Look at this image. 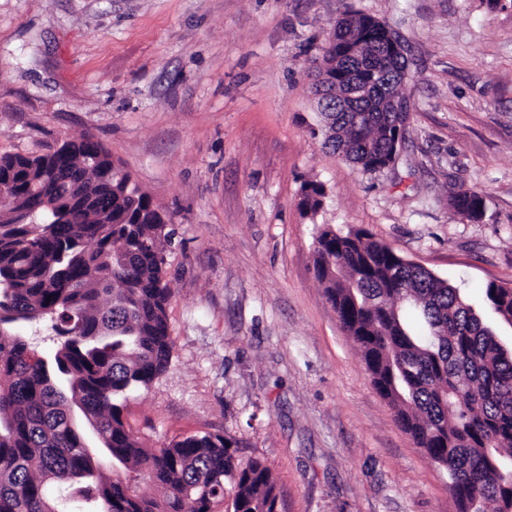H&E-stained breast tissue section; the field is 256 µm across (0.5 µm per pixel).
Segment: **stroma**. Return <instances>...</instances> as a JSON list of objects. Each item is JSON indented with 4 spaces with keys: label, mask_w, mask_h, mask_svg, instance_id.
Segmentation results:
<instances>
[{
    "label": "stroma",
    "mask_w": 512,
    "mask_h": 512,
    "mask_svg": "<svg viewBox=\"0 0 512 512\" xmlns=\"http://www.w3.org/2000/svg\"><path fill=\"white\" fill-rule=\"evenodd\" d=\"M347 10L410 61L405 145L376 174L324 148L307 76ZM85 135L172 233V362L130 396L131 432L236 439L281 512H456L327 300L315 238L368 231L476 304L512 284V0H0V155ZM461 187L481 221L450 206ZM325 190L317 183H307L302 188L301 207L306 215H316L322 208ZM450 205L457 213L470 220H481L485 213L483 196L473 190L459 188L450 196Z\"/></svg>",
    "instance_id": "stroma-1"
}]
</instances>
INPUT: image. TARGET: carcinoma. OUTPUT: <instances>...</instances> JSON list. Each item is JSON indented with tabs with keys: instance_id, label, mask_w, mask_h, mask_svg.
Segmentation results:
<instances>
[{
	"instance_id": "carcinoma-1",
	"label": "carcinoma",
	"mask_w": 512,
	"mask_h": 512,
	"mask_svg": "<svg viewBox=\"0 0 512 512\" xmlns=\"http://www.w3.org/2000/svg\"><path fill=\"white\" fill-rule=\"evenodd\" d=\"M384 23L352 15L336 27L321 63L391 83L408 61L386 49ZM326 104L323 145L366 173L393 166L396 112ZM0 185L25 212L0 215V512H205L235 489V512H276L279 492L259 459L242 462L233 442L205 432L148 449L125 424L130 394L168 370L173 289L164 249L171 232L152 198L104 148L1 155ZM325 190L302 188L316 215ZM450 205L470 220L482 195L458 189ZM315 274L358 344L377 393L417 447L446 471L456 512H512V350L494 325L512 324V285L489 283L483 305L364 231L328 224L316 237ZM53 333L46 352L20 333ZM160 495L150 496L142 484Z\"/></svg>"
}]
</instances>
